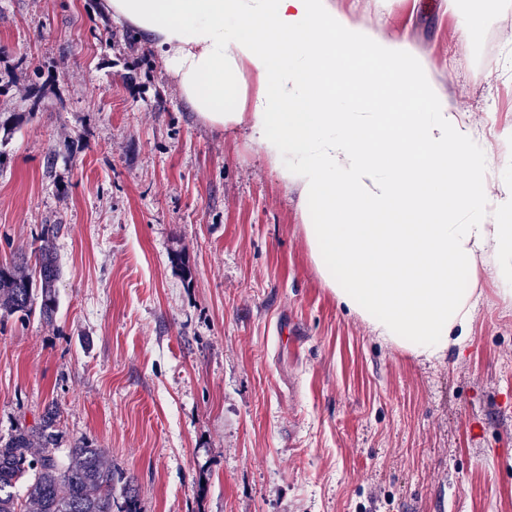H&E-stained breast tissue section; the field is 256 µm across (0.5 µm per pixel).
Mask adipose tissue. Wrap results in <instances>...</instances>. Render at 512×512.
I'll use <instances>...</instances> for the list:
<instances>
[{
  "label": "adipose tissue",
  "mask_w": 512,
  "mask_h": 512,
  "mask_svg": "<svg viewBox=\"0 0 512 512\" xmlns=\"http://www.w3.org/2000/svg\"><path fill=\"white\" fill-rule=\"evenodd\" d=\"M161 54L204 123L249 130L299 192L324 284L377 336L433 361L469 338L478 261L512 300V181L403 40L330 0H101ZM250 111L234 106L245 74Z\"/></svg>",
  "instance_id": "1"
}]
</instances>
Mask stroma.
<instances>
[{
  "mask_svg": "<svg viewBox=\"0 0 512 512\" xmlns=\"http://www.w3.org/2000/svg\"><path fill=\"white\" fill-rule=\"evenodd\" d=\"M407 42L512 179V0H332ZM27 66H19V58ZM0 263L58 227L53 324H0V435L49 401L141 512H512V303L477 266L470 339L426 362L315 270L298 191L201 122L98 0H0ZM471 3L473 4V6L462 11L461 19L459 22V38L467 47L469 46L476 29L478 28L482 21L484 12V10H482L484 8L483 4L493 2L476 1Z\"/></svg>",
  "mask_w": 512,
  "mask_h": 512,
  "instance_id": "obj_1",
  "label": "stroma"
}]
</instances>
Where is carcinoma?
I'll use <instances>...</instances> for the list:
<instances>
[{
    "label": "carcinoma",
    "instance_id": "obj_1",
    "mask_svg": "<svg viewBox=\"0 0 512 512\" xmlns=\"http://www.w3.org/2000/svg\"><path fill=\"white\" fill-rule=\"evenodd\" d=\"M54 224L43 226L17 260L0 264V321L33 314L50 323L59 309ZM61 411L47 403L32 426L0 437V512H141L134 479L86 438L59 456Z\"/></svg>",
    "mask_w": 512,
    "mask_h": 512
}]
</instances>
